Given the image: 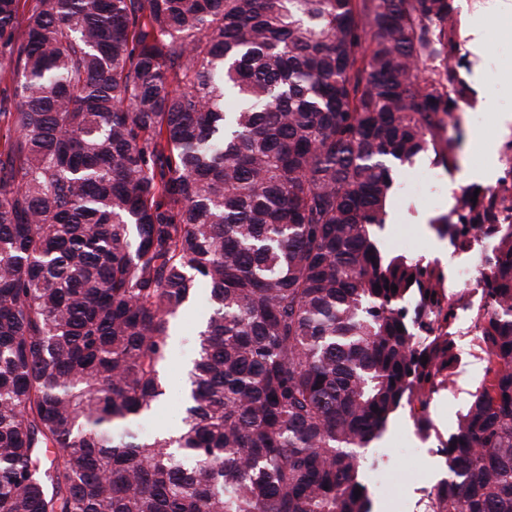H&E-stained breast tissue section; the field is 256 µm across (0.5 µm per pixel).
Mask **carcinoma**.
<instances>
[{
    "mask_svg": "<svg viewBox=\"0 0 512 512\" xmlns=\"http://www.w3.org/2000/svg\"><path fill=\"white\" fill-rule=\"evenodd\" d=\"M453 12L0 0V512H372L361 449L448 379L445 274L381 232L397 166L456 161ZM463 207L486 365L431 512H512V220ZM199 281L181 425L141 440Z\"/></svg>",
    "mask_w": 512,
    "mask_h": 512,
    "instance_id": "carcinoma-1",
    "label": "carcinoma"
}]
</instances>
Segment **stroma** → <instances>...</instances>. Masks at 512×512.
I'll return each mask as SVG.
<instances>
[{
	"instance_id": "obj_1",
	"label": "stroma",
	"mask_w": 512,
	"mask_h": 512,
	"mask_svg": "<svg viewBox=\"0 0 512 512\" xmlns=\"http://www.w3.org/2000/svg\"><path fill=\"white\" fill-rule=\"evenodd\" d=\"M489 0H453L458 28L456 34L457 58L462 63L461 74L468 87L470 99L479 101L482 112L471 117L468 112L456 113L447 126L448 134H461L457 152V165L444 169L433 156L416 160L419 168L432 170L439 183L438 194L429 198L394 199L391 218L385 233L389 248L408 245L417 255L431 259H447L450 247L447 241L437 238L429 229L432 217L455 209L463 197V190L470 185H487L483 173L495 168L497 179H505L507 168L500 157H493L477 149L472 137L481 133L487 140L506 142L499 129L502 113H512V82L505 80L506 71L512 70V19L490 17L481 37L470 33L471 15L483 10ZM205 288L196 291L197 300L190 314L181 315L170 339L169 359L165 364L168 390L153 412L139 421L134 431L139 438L148 439L157 432L177 428L180 424L179 403L183 395V374L197 353V333L208 311ZM485 370L484 355L470 351L466 345L456 348V365L448 375L447 385L439 387L432 395L427 412L431 420L429 433L439 440H446L453 431L457 418L468 405L471 395L480 385ZM392 439L384 444L380 457L386 462L389 487L402 495H413L417 485L435 488L449 471L443 457L430 458L424 465H417L414 457L404 450L405 442L414 440L417 430L409 412H402L390 427ZM373 449L364 451V471H371L376 457Z\"/></svg>"
}]
</instances>
